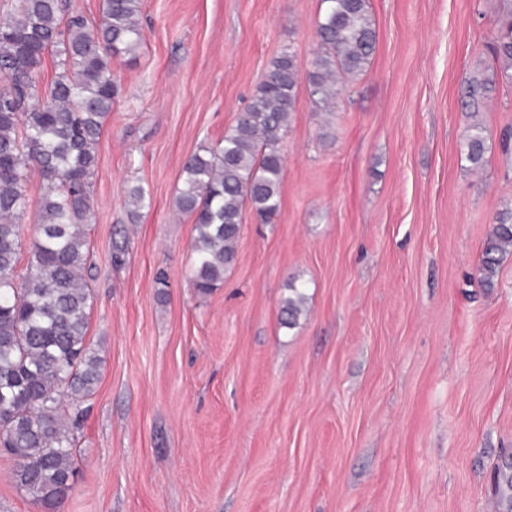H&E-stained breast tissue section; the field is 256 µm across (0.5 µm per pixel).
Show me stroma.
Masks as SVG:
<instances>
[{"instance_id":"obj_1","label":"stroma","mask_w":512,"mask_h":512,"mask_svg":"<svg viewBox=\"0 0 512 512\" xmlns=\"http://www.w3.org/2000/svg\"><path fill=\"white\" fill-rule=\"evenodd\" d=\"M370 7L367 71L330 114L300 89L280 208L269 224L244 211L236 261L202 296L183 163L282 51L312 69L321 0H143L92 178L87 339L103 364L61 512H512L496 488L512 474V254L493 287L477 271L512 208V82L483 114V170L461 154L460 108L512 0ZM135 185L150 203L133 224ZM292 282L306 311L288 329Z\"/></svg>"}]
</instances>
